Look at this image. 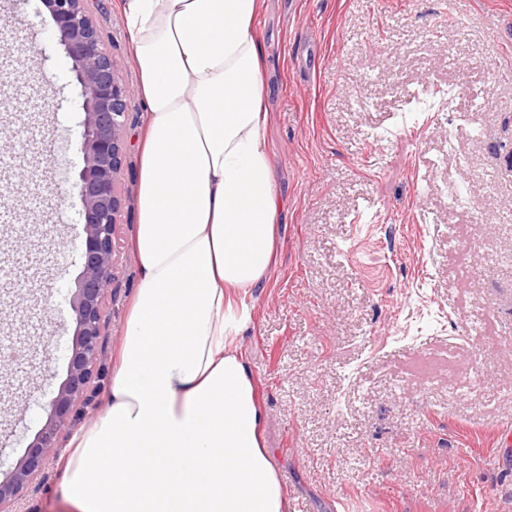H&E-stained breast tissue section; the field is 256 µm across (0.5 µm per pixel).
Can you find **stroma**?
I'll list each match as a JSON object with an SVG mask.
<instances>
[{
	"label": "stroma",
	"instance_id": "1",
	"mask_svg": "<svg viewBox=\"0 0 512 512\" xmlns=\"http://www.w3.org/2000/svg\"><path fill=\"white\" fill-rule=\"evenodd\" d=\"M130 86L116 0H88ZM28 39L12 56L44 103L27 218L0 225V436L11 471L67 376L85 234L75 182L81 86L41 0H0ZM267 150L283 202L279 258L239 339L288 512H512L495 435L512 422V0H261ZM128 105L125 197L100 374L74 420L106 407L140 280L130 239L141 114ZM55 337L57 349L44 348ZM483 383L471 388L474 374ZM51 463L23 512H66Z\"/></svg>",
	"mask_w": 512,
	"mask_h": 512
}]
</instances>
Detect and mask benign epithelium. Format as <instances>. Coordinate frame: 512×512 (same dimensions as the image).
Wrapping results in <instances>:
<instances>
[{"label": "benign epithelium", "mask_w": 512, "mask_h": 512, "mask_svg": "<svg viewBox=\"0 0 512 512\" xmlns=\"http://www.w3.org/2000/svg\"><path fill=\"white\" fill-rule=\"evenodd\" d=\"M73 63L82 87L83 133L79 150L84 166L75 187L81 202L83 269L72 300L74 337L67 377L52 403L53 415L0 481V512H19L28 489L55 458L60 433L80 411L98 373L102 353L103 304L112 290L113 235L122 206L119 175L124 166L128 104L133 89L120 77L112 54L100 38L87 0H43Z\"/></svg>", "instance_id": "7a95c632"}]
</instances>
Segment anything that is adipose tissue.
<instances>
[{"label": "adipose tissue", "mask_w": 512, "mask_h": 512, "mask_svg": "<svg viewBox=\"0 0 512 512\" xmlns=\"http://www.w3.org/2000/svg\"><path fill=\"white\" fill-rule=\"evenodd\" d=\"M259 0H118L146 105L139 286L107 408L58 464L70 512H285L236 347L278 252Z\"/></svg>", "instance_id": "obj_1"}]
</instances>
